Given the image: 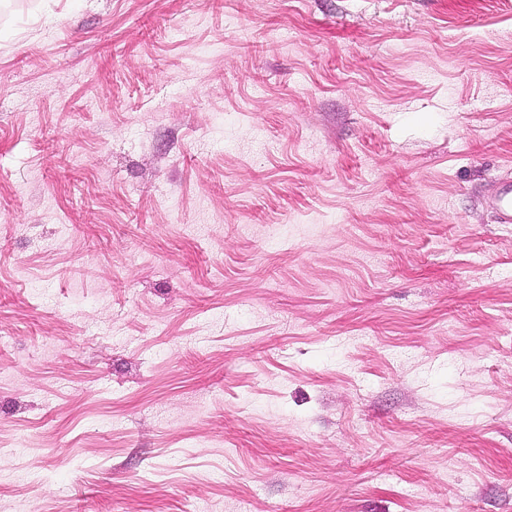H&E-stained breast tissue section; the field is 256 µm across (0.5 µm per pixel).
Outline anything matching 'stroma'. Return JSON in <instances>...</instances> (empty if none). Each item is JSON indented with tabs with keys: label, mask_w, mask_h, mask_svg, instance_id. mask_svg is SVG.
<instances>
[{
	"label": "stroma",
	"mask_w": 512,
	"mask_h": 512,
	"mask_svg": "<svg viewBox=\"0 0 512 512\" xmlns=\"http://www.w3.org/2000/svg\"><path fill=\"white\" fill-rule=\"evenodd\" d=\"M505 176L512 0H0V512H512ZM498 224H512V179L500 178L493 185L489 198Z\"/></svg>",
	"instance_id": "stroma-1"
}]
</instances>
